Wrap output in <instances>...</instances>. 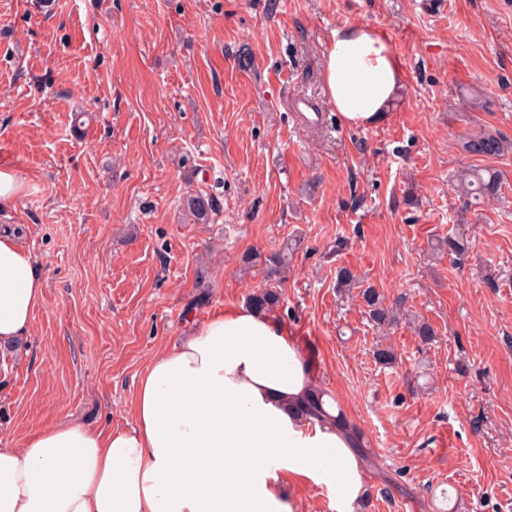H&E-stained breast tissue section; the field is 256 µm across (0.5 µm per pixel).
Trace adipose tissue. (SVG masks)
Wrapping results in <instances>:
<instances>
[{"label": "adipose tissue", "mask_w": 512, "mask_h": 512, "mask_svg": "<svg viewBox=\"0 0 512 512\" xmlns=\"http://www.w3.org/2000/svg\"><path fill=\"white\" fill-rule=\"evenodd\" d=\"M402 78L382 30L331 31L322 81L347 126L378 122ZM44 288L31 251L0 235V348L28 334ZM312 385L282 324L245 305L216 313L151 359L128 426L69 422L0 448V512H288L279 469L353 502L344 431L289 411Z\"/></svg>", "instance_id": "ef3b65f1"}]
</instances>
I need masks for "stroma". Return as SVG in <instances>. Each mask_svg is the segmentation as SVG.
Segmentation results:
<instances>
[{"label":"stroma","instance_id":"obj_1","mask_svg":"<svg viewBox=\"0 0 512 512\" xmlns=\"http://www.w3.org/2000/svg\"><path fill=\"white\" fill-rule=\"evenodd\" d=\"M361 25L387 34L403 82L351 128L321 71L331 30ZM480 129L512 141V0H0V163L22 186L0 233L46 281L0 355V448L126 425L152 356L247 304L263 273L242 257L293 237L271 317L377 458L351 512H512V151L460 152ZM465 167L503 172L501 201L468 204ZM199 191L212 223L182 209ZM459 231L461 259L435 251ZM341 266L398 323L338 291ZM277 475L291 512H338L331 484Z\"/></svg>","mask_w":512,"mask_h":512}]
</instances>
